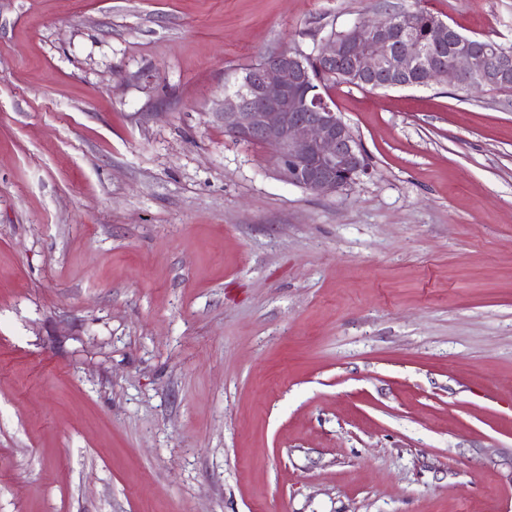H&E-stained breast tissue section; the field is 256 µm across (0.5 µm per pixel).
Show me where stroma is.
<instances>
[{
    "instance_id": "stroma-1",
    "label": "stroma",
    "mask_w": 512,
    "mask_h": 512,
    "mask_svg": "<svg viewBox=\"0 0 512 512\" xmlns=\"http://www.w3.org/2000/svg\"><path fill=\"white\" fill-rule=\"evenodd\" d=\"M423 6L0 0V512H512V93L333 87L323 195L218 111Z\"/></svg>"
}]
</instances>
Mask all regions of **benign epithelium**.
<instances>
[{
    "label": "benign epithelium",
    "mask_w": 512,
    "mask_h": 512,
    "mask_svg": "<svg viewBox=\"0 0 512 512\" xmlns=\"http://www.w3.org/2000/svg\"><path fill=\"white\" fill-rule=\"evenodd\" d=\"M439 28L441 39L433 44L419 37L411 22L395 27L388 17L363 19L347 40L323 39L316 57L330 67L350 61L357 81L374 89L445 81L459 88L479 74L487 82L512 75V51L474 46L444 21ZM437 45L450 52L449 64L436 61ZM307 57L287 49L251 66L241 90L224 94L220 116L225 133L235 139L272 147V163L285 181L334 195L367 172L366 157L351 128L311 87Z\"/></svg>",
    "instance_id": "7a95c632"
}]
</instances>
